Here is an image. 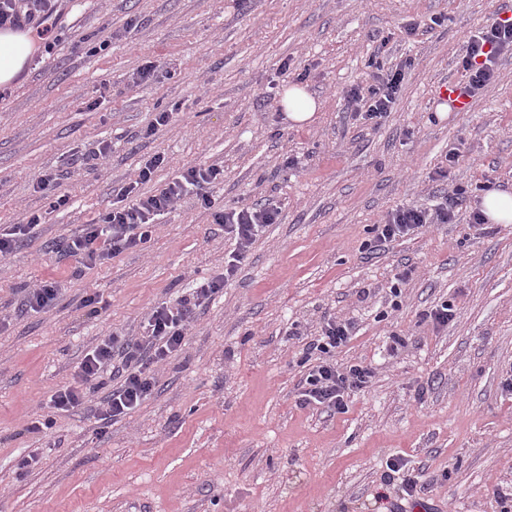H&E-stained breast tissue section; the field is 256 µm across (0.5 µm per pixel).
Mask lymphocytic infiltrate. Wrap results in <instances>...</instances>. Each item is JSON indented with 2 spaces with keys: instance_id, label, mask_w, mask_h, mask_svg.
Instances as JSON below:
<instances>
[{
  "instance_id": "1",
  "label": "lymphocytic infiltrate",
  "mask_w": 512,
  "mask_h": 512,
  "mask_svg": "<svg viewBox=\"0 0 512 512\" xmlns=\"http://www.w3.org/2000/svg\"><path fill=\"white\" fill-rule=\"evenodd\" d=\"M58 0H0V31H21L42 25L57 9ZM512 53V18H495L478 34L467 40L462 67L468 74L464 86L469 97L483 95L496 79L498 58ZM405 79L404 68L377 75L368 91L352 88L345 100L348 106H364V119L379 120L390 112ZM160 156L147 160L136 181L121 190L122 205L112 207L100 223L86 225L82 232L69 238L65 252L75 258L79 267L91 268L125 251L143 247L160 216L167 214L183 196L195 194L201 207L214 209L215 222L231 234L236 250L224 266V274L199 284L176 305L153 307L146 318L145 335L131 339L112 334L101 340L84 356L72 384L55 391L50 401L54 409L66 411L84 403L89 385L102 381L107 370H114L120 382L113 386L106 400L103 417L113 420L129 414L147 400L155 389L153 368L178 355L184 346L188 327L197 318L202 302L222 292L227 279L233 278L237 265L248 254L263 229L279 218L276 208L259 206L242 209H215L205 186L219 182L222 170L218 165L191 166L183 169L165 188L156 193L142 192L155 170L163 164ZM464 188H456L436 210L404 206L386 215L375 225L373 238L366 243L369 253H376L396 238L418 231L430 224H449L465 198ZM351 323L327 320L317 339L307 349L318 357L309 370L300 399L303 405L320 406L343 414L349 392L370 386L371 367L355 363L337 368L333 355L351 338Z\"/></svg>"
}]
</instances>
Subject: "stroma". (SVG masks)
<instances>
[{
    "mask_svg": "<svg viewBox=\"0 0 512 512\" xmlns=\"http://www.w3.org/2000/svg\"><path fill=\"white\" fill-rule=\"evenodd\" d=\"M503 12L512 0H64L47 23L52 53L33 51L0 98V225L42 218L0 258V512H390L394 459L420 487L406 512H502L512 224L477 229L470 215L480 186L512 190V55L470 111H434L443 81L468 79V37ZM404 61L391 112L376 122L346 112L347 90ZM285 64L318 102L302 126L280 105ZM148 65L155 77L137 81ZM165 109L172 123L149 131ZM103 141L107 159L80 165ZM154 155L167 163L147 191L215 164L216 207L269 203L279 220L200 307L140 407L99 422L101 388L55 411L50 395L88 349L115 331L140 335L151 307L223 273L234 248L187 196L145 248L75 274L64 242L100 222ZM45 172L61 174L72 207L49 212L34 186ZM457 187L468 198L454 223L364 250L388 213L435 207ZM51 277L65 291L30 312L26 289ZM93 293L104 303L95 314L83 305ZM445 301L448 325L425 320ZM331 317L356 326L337 365L374 370L344 414L299 399L302 349ZM42 417L50 428L25 433ZM35 448L41 463L20 472Z\"/></svg>",
    "mask_w": 512,
    "mask_h": 512,
    "instance_id": "stroma-1",
    "label": "stroma"
}]
</instances>
